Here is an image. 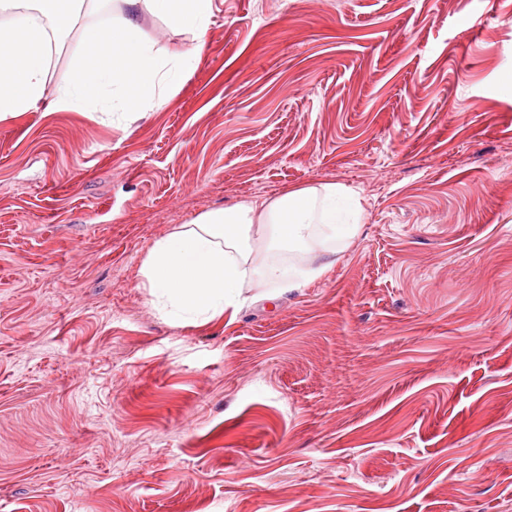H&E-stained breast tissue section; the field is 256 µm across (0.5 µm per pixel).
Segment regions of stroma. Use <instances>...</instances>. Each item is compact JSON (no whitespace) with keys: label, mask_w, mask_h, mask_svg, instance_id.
I'll list each match as a JSON object with an SVG mask.
<instances>
[{"label":"stroma","mask_w":512,"mask_h":512,"mask_svg":"<svg viewBox=\"0 0 512 512\" xmlns=\"http://www.w3.org/2000/svg\"><path fill=\"white\" fill-rule=\"evenodd\" d=\"M123 112L0 120V512H512V0H213ZM354 187L356 236L194 326L212 209Z\"/></svg>","instance_id":"stroma-1"}]
</instances>
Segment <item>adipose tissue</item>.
<instances>
[{"mask_svg": "<svg viewBox=\"0 0 512 512\" xmlns=\"http://www.w3.org/2000/svg\"><path fill=\"white\" fill-rule=\"evenodd\" d=\"M100 0H0V118L46 106L53 112L136 114L163 103L161 90L175 84L196 60L188 52L170 60L154 52L133 16L87 31L74 50L77 77L52 87L46 63L51 39H63ZM131 8L148 4L170 25L203 34L212 0H126ZM362 212L359 197L338 183L303 187L270 200L243 201L196 217L174 228L150 250L142 268L151 295L164 296L191 319L211 320L237 308L246 281L273 282L288 293L321 278L334 265L286 271L258 266L253 253L263 243L308 253L323 240L351 238Z\"/></svg>", "mask_w": 512, "mask_h": 512, "instance_id": "adipose-tissue-1", "label": "adipose tissue"}]
</instances>
